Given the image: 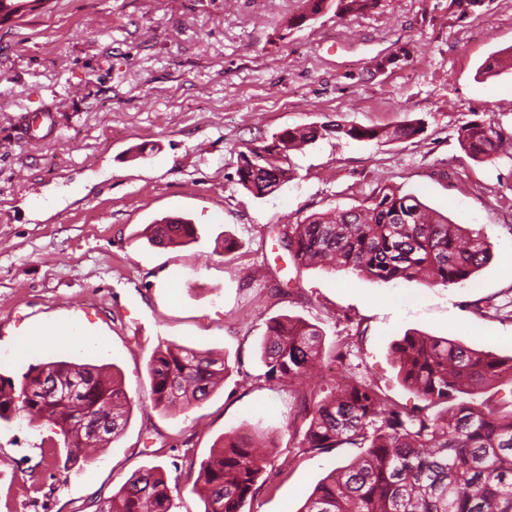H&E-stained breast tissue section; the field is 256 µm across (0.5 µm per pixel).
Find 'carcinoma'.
Segmentation results:
<instances>
[{
	"instance_id": "carcinoma-1",
	"label": "carcinoma",
	"mask_w": 512,
	"mask_h": 512,
	"mask_svg": "<svg viewBox=\"0 0 512 512\" xmlns=\"http://www.w3.org/2000/svg\"><path fill=\"white\" fill-rule=\"evenodd\" d=\"M44 0H0V26ZM376 0H303L304 11L361 13ZM512 70V54L482 67L496 76ZM421 123L389 128H341L352 139L401 140L421 134ZM330 133L327 126L289 128L251 142L237 171L238 184L261 198L290 178L289 154ZM476 161L512 148V133L491 122L471 121L458 132ZM194 225L165 219L151 225V243L165 229ZM281 241L299 265L341 269L376 282L418 280L432 286L465 285L492 256L480 234L437 214L410 194L382 191L366 205L333 216L313 214L285 224ZM402 383L425 402L407 410L373 382L347 378L322 398H301L306 428L295 431L298 447L324 452L343 446L362 453L333 470L309 495L300 512H512V357L476 350L462 342L417 332L393 346ZM265 376L282 386L311 373L321 361L320 334L306 321L270 319L261 343ZM226 360L190 348H156L148 361L151 401L156 407L203 402L224 379ZM509 386L499 401L479 398L489 386ZM130 400L115 380L94 365L53 361L29 367L16 381L0 374V421L24 415L60 430L66 444L64 469L87 462L85 450L121 432ZM266 446L242 431L224 440L201 462L192 490L205 512H243L268 465ZM160 467L139 470L96 512H173L174 492Z\"/></svg>"
}]
</instances>
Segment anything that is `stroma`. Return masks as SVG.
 <instances>
[{"instance_id":"stroma-1","label":"stroma","mask_w":512,"mask_h":512,"mask_svg":"<svg viewBox=\"0 0 512 512\" xmlns=\"http://www.w3.org/2000/svg\"><path fill=\"white\" fill-rule=\"evenodd\" d=\"M300 0H53L0 28V374L68 360L115 365L132 408L124 431L62 473L53 428L0 425V512H95L134 472L163 466L175 512H204L188 474L226 435L271 442L243 512H299L357 449L310 453L298 387L267 380L260 344L273 317L322 334L316 390L355 376L406 408L391 353L409 332L512 355V154L472 160L458 142L473 120L512 130V71L481 65L512 48V0H378L326 10L298 27ZM51 108V142L18 119ZM415 138L328 136L292 152V178L262 198L237 182L253 139L310 124L397 126ZM415 195L483 235L493 256L466 286L375 282L295 264L282 225ZM189 220L195 241L150 245L146 228ZM71 322L69 342L18 351L34 326ZM226 358L201 406L154 407L147 363L158 346Z\"/></svg>"}]
</instances>
